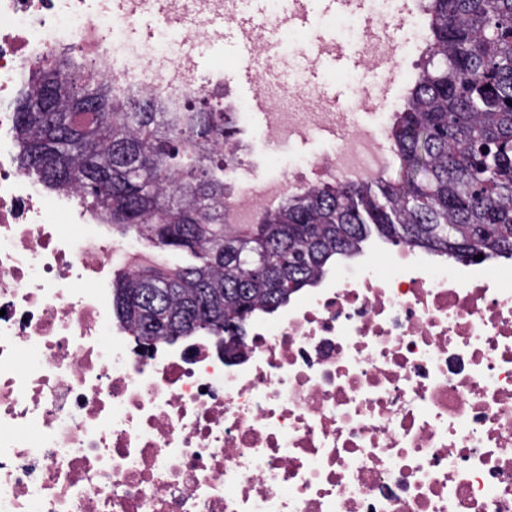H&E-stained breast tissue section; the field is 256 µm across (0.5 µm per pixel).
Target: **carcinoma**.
Listing matches in <instances>:
<instances>
[{"label":"carcinoma","instance_id":"carcinoma-1","mask_svg":"<svg viewBox=\"0 0 512 512\" xmlns=\"http://www.w3.org/2000/svg\"><path fill=\"white\" fill-rule=\"evenodd\" d=\"M429 46L395 113L398 182L324 184L224 223V169L240 163L234 113L207 105L118 109L84 66L38 69L15 112L20 167L74 188L112 224L189 254L112 284L119 321L143 345L200 333L243 339L258 311L288 304L329 261L376 234L449 257L512 258V0H424ZM192 321L190 332L177 324Z\"/></svg>","mask_w":512,"mask_h":512}]
</instances>
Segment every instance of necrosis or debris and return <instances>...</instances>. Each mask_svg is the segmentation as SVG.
Segmentation results:
<instances>
[{
    "mask_svg": "<svg viewBox=\"0 0 512 512\" xmlns=\"http://www.w3.org/2000/svg\"><path fill=\"white\" fill-rule=\"evenodd\" d=\"M161 2L159 69L151 44L120 38L143 0L107 15L94 0H0V512H512L510 267L368 240L359 262L254 315L231 358L212 336L145 348L117 322L112 268L131 269L139 238L113 240L79 193L46 194L18 166L12 99L48 57L162 112L217 94L194 51L223 42L213 21L234 0ZM367 8L374 32L354 16L346 28L366 69L408 74L428 46L421 0ZM294 86L299 111L269 106L266 171L227 174V223H253L265 195L387 164L397 92L319 158L271 175L284 147L338 120Z\"/></svg>",
    "mask_w": 512,
    "mask_h": 512,
    "instance_id": "obj_1",
    "label": "necrosis or debris"
}]
</instances>
